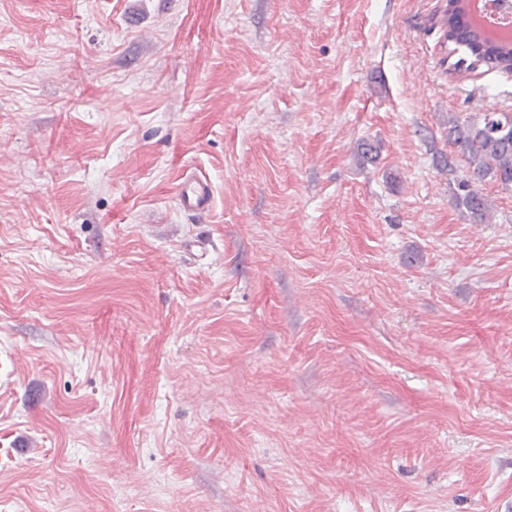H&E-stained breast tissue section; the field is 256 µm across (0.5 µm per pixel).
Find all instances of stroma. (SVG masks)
Returning <instances> with one entry per match:
<instances>
[{"label": "stroma", "mask_w": 512, "mask_h": 512, "mask_svg": "<svg viewBox=\"0 0 512 512\" xmlns=\"http://www.w3.org/2000/svg\"><path fill=\"white\" fill-rule=\"evenodd\" d=\"M446 7L0 0V512H512V191L433 164L512 73ZM465 0H448V9L454 8L456 12H451L447 15V11L443 17L442 25L446 27L448 33L449 43L458 47H464L471 58H473L468 64V59L460 57L456 61V65L466 64L465 69H475L477 66L484 65L488 69H507L509 66L512 68V50L511 52H505L503 49L490 42H479L475 39L472 34L471 28L464 21L461 3ZM213 199L211 182L205 176L189 174L178 184L179 209L186 214L193 216L207 214L212 208Z\"/></svg>", "instance_id": "35a3bbf8"}]
</instances>
